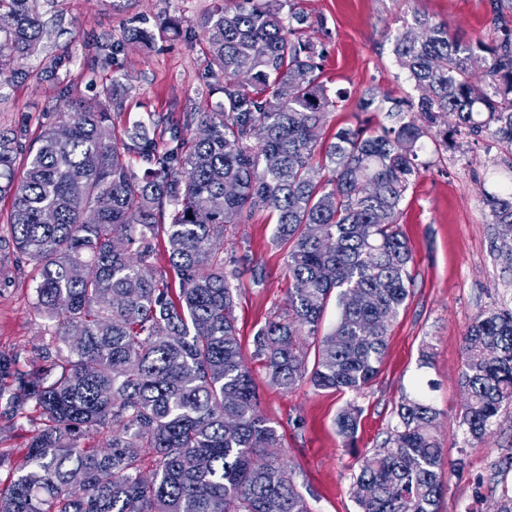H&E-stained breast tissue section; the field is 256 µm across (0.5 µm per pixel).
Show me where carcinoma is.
Listing matches in <instances>:
<instances>
[{"instance_id":"1","label":"carcinoma","mask_w":512,"mask_h":512,"mask_svg":"<svg viewBox=\"0 0 512 512\" xmlns=\"http://www.w3.org/2000/svg\"><path fill=\"white\" fill-rule=\"evenodd\" d=\"M38 2L0 0V82L43 47ZM488 6L489 41H464L451 23L413 11L421 36L397 35L392 49L413 93L369 88L358 103L387 113L389 126L360 122L326 137L336 107L320 81L326 48L303 38L323 21L289 0H222L200 21L222 100L186 115L168 142L155 120L116 133V78L93 106L62 101L36 147L21 130L0 131L12 246L36 264V305L56 325L38 370L22 372L0 352V397L42 421L0 512H313L268 452L278 434L237 337L243 259L224 257V226L265 210L288 246V314L254 336L270 382L285 393L305 379L362 392L409 297L412 253L398 218L422 139L446 148L464 133L512 146V0ZM131 155L146 167L134 170ZM496 185L478 189L502 227L492 249L512 264V168ZM160 237L176 292L154 268ZM333 298L336 326L323 335ZM463 354L459 426L481 440L512 407V310L478 311ZM359 416L352 402L337 415L347 447ZM395 418L354 477L359 512H438V413L418 392L402 397ZM98 428L107 446H81Z\"/></svg>"}]
</instances>
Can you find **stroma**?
<instances>
[{"label": "stroma", "mask_w": 512, "mask_h": 512, "mask_svg": "<svg viewBox=\"0 0 512 512\" xmlns=\"http://www.w3.org/2000/svg\"><path fill=\"white\" fill-rule=\"evenodd\" d=\"M323 27L304 36L325 43L323 82L344 99L326 116L325 131L371 120L358 101L371 87L393 97L411 90L391 54L394 37L405 31L412 9L433 21H449L464 39L490 38L486 0H294ZM213 0H40L42 21L52 36L38 56L0 85V128H24L36 140L48 113L65 98L98 99L105 86L120 79L126 88L114 113L117 129L163 118L182 125L185 113L207 112L215 105L208 72L201 17ZM153 33L150 46L126 40L129 29ZM117 44L104 57L101 38ZM70 59L51 71L54 56ZM422 167L401 205L400 229L412 251L411 295L393 324L378 375L361 394L317 390L309 382L283 393L272 385L261 361L252 359L253 338L272 317L283 313L288 294V250L274 240V224L262 210L249 222L224 229L225 255H249L263 275L238 282L234 315L244 354L250 355L261 414L276 428L280 460L314 512H358L353 478L365 457L381 447L395 424V407L417 382H432L428 400L438 411L436 435L444 460L462 461L447 481L438 512H497L504 487L512 486V413L501 415L481 442L467 437L458 422L464 402L459 383L462 339L478 310L512 307V270L491 249L498 225L477 189L479 180L512 165V147L459 136L451 149L421 151ZM11 199L0 198V352L17 357L26 371L42 366L39 354L49 342V322L35 305L34 263L16 264L7 224ZM431 365H420L422 353ZM361 410L355 447H344L335 419L347 403ZM0 401V452L11 458L0 467V487L18 475L25 448L37 426L10 417Z\"/></svg>", "instance_id": "obj_1"}]
</instances>
